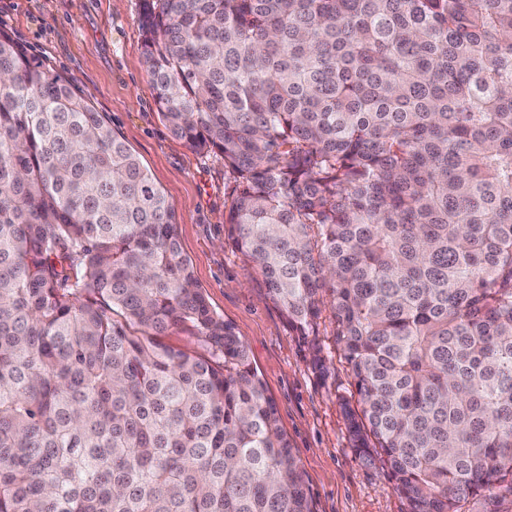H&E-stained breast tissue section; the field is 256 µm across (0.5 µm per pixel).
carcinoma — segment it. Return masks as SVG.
Returning <instances> with one entry per match:
<instances>
[{
  "label": "carcinoma",
  "mask_w": 512,
  "mask_h": 512,
  "mask_svg": "<svg viewBox=\"0 0 512 512\" xmlns=\"http://www.w3.org/2000/svg\"><path fill=\"white\" fill-rule=\"evenodd\" d=\"M159 114L224 158L288 327L330 309L407 512L512 493V0H144ZM0 512H313L149 173L0 30ZM183 327L209 356L159 341Z\"/></svg>",
  "instance_id": "obj_1"
}]
</instances>
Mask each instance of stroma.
Segmentation results:
<instances>
[{"label": "stroma", "mask_w": 512, "mask_h": 512, "mask_svg": "<svg viewBox=\"0 0 512 512\" xmlns=\"http://www.w3.org/2000/svg\"><path fill=\"white\" fill-rule=\"evenodd\" d=\"M144 0H0V28L89 98L164 192L183 256L213 311L244 342L274 401L314 512H407L384 467L350 444L336 399L351 374L322 317L314 336L289 329L262 274L225 240L234 188L224 161L190 149L162 121L144 66ZM327 366L319 372L314 353Z\"/></svg>", "instance_id": "obj_1"}]
</instances>
